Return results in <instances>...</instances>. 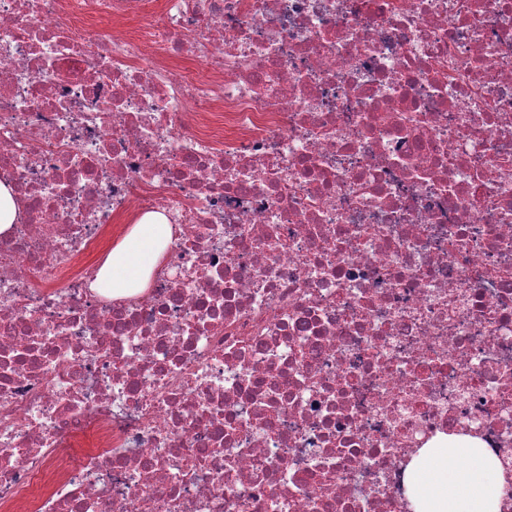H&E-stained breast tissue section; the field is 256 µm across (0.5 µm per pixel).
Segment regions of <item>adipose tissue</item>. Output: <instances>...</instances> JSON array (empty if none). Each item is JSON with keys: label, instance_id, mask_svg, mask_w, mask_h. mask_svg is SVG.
<instances>
[{"label": "adipose tissue", "instance_id": "ef3b65f1", "mask_svg": "<svg viewBox=\"0 0 512 512\" xmlns=\"http://www.w3.org/2000/svg\"><path fill=\"white\" fill-rule=\"evenodd\" d=\"M171 228L163 215H145L108 255L93 287L106 296L142 292L164 254ZM413 512H500L503 472L483 443L449 438L423 449L407 469Z\"/></svg>", "mask_w": 512, "mask_h": 512}]
</instances>
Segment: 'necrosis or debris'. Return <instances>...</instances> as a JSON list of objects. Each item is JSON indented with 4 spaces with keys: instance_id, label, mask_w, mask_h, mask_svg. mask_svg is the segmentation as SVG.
<instances>
[{
    "instance_id": "1",
    "label": "necrosis or debris",
    "mask_w": 512,
    "mask_h": 512,
    "mask_svg": "<svg viewBox=\"0 0 512 512\" xmlns=\"http://www.w3.org/2000/svg\"><path fill=\"white\" fill-rule=\"evenodd\" d=\"M0 180V512H412L442 435L512 512V0H0ZM21 207L17 202L12 187L0 181V233L11 228L20 220ZM170 237V224L163 215H145L112 248L92 283V288L111 297L142 292L147 288Z\"/></svg>"
}]
</instances>
